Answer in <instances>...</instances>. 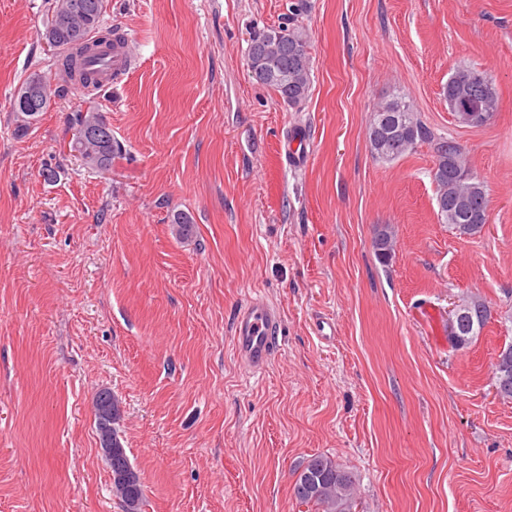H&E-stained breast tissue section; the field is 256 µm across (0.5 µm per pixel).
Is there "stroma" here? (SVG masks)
Wrapping results in <instances>:
<instances>
[{
  "label": "stroma",
  "instance_id": "35a3bbf8",
  "mask_svg": "<svg viewBox=\"0 0 512 512\" xmlns=\"http://www.w3.org/2000/svg\"><path fill=\"white\" fill-rule=\"evenodd\" d=\"M51 2L0 0V512H123L103 390L124 406L141 512H314L293 483L317 454L354 473L357 512H512V402L493 377L512 344V0H105L137 63L88 94L43 37ZM284 23L311 59L296 106L247 62ZM466 66L499 94L479 127L444 96ZM34 75L54 96L22 134L13 102ZM396 95L465 147L480 233L442 224L430 144L372 157L373 108ZM79 105L112 127L111 170L68 147ZM298 125L300 168L284 151ZM256 295L284 325L257 375L232 349ZM469 296L492 317L457 351L448 310ZM459 70L469 71L474 74L484 75V76H487L488 78H490L485 71H482V70H479V69H476L473 67H461V68H457L456 70H454V72L448 78V86L446 87V89H444L445 90L444 95L446 97H448V109L450 112H454L455 116L457 117L458 120H460L459 122L462 124H465V125L468 124L469 126H479L481 124L483 125L484 123H487L488 121H490L494 117L495 112L498 111V97H497V92H496L495 86H493V93H491L489 95L492 98V100L494 101V106L488 108L487 110L482 109L480 112H485L486 114H484V116L481 117L476 123L470 122L469 120L466 119V114L461 112L463 110L466 102L469 101L468 100L469 95L459 94V95H456L453 97L450 93V85H451L450 81H451L453 75Z\"/></svg>",
  "mask_w": 512,
  "mask_h": 512
}]
</instances>
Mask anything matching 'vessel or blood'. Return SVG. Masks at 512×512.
<instances>
[{"label":"vessel or blood","instance_id":"b4317fda","mask_svg":"<svg viewBox=\"0 0 512 512\" xmlns=\"http://www.w3.org/2000/svg\"><path fill=\"white\" fill-rule=\"evenodd\" d=\"M135 62L129 40L123 33L113 32L111 63L108 68L96 72L99 85L110 84ZM281 325L280 309L264 297L250 298L237 310L233 322V349L247 371L260 373L269 367L278 348Z\"/></svg>","mask_w":512,"mask_h":512}]
</instances>
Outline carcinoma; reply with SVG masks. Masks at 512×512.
<instances>
[{
    "label": "carcinoma",
    "instance_id": "1",
    "mask_svg": "<svg viewBox=\"0 0 512 512\" xmlns=\"http://www.w3.org/2000/svg\"><path fill=\"white\" fill-rule=\"evenodd\" d=\"M104 0H54L51 20L45 29L47 42L64 52L62 67L70 80L84 88L97 83L88 66L103 62L104 49L112 48L111 33L100 32ZM248 65L252 78L268 86L290 105H298L310 89L311 60L307 52L306 34L297 27L270 28L251 39ZM33 79L22 84L14 99L18 130L25 132L37 114L26 110L22 96ZM448 97V109L460 123L469 124L462 110L468 96ZM105 116L95 108L77 109L69 119L70 143L84 164L92 169L109 170L119 153V145L110 139L105 143L83 138V126L103 123ZM371 154L379 162H392L415 150L417 145L433 146L435 165L432 178L437 187L438 215L442 223L460 236L473 235L487 223L488 199L484 182L474 174L465 147L454 138L435 136L403 97L394 96L378 103L368 129ZM393 246L389 225L376 231L372 247L382 260ZM456 325L448 326V341L456 350L467 347L492 316L491 307L478 296L462 299L457 304ZM496 391L504 400H512V345L498 355L494 366ZM122 416L119 399L107 392L96 402V426L103 448L120 467L112 469V491L124 512H140L143 485L133 469L115 428ZM293 494L300 503L316 506L317 512H353L356 503L354 475L325 455L309 459L298 472Z\"/></svg>",
    "mask_w": 512,
    "mask_h": 512
}]
</instances>
